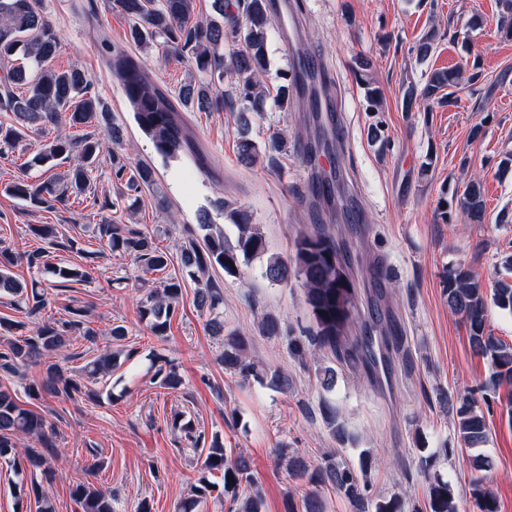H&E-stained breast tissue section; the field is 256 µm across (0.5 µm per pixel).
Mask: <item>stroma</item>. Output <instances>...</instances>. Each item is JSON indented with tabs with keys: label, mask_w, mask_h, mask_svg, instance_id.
I'll list each match as a JSON object with an SVG mask.
<instances>
[{
	"label": "stroma",
	"mask_w": 512,
	"mask_h": 512,
	"mask_svg": "<svg viewBox=\"0 0 512 512\" xmlns=\"http://www.w3.org/2000/svg\"><path fill=\"white\" fill-rule=\"evenodd\" d=\"M276 32L268 44L269 93L279 74L295 58L320 61L330 82L326 92L339 107L345 131L344 151L319 147L307 158L302 146L330 133L329 115L314 111L308 99L287 107L267 105L253 117L250 137L264 143L287 130L288 149L277 167L265 162L247 166L237 154L238 114L242 103L221 112L186 110L184 119L205 166L189 159L164 161L137 127L118 82L111 78L105 48L115 45L139 57L152 79L177 92L193 73L185 60L167 52L162 40L138 45L130 41V20L111 9L110 0H38V9L63 48L50 62L57 70L73 67L91 78L89 93L105 104L111 124L123 138L111 144L90 174L83 195H69L48 208H35L8 193L25 178L34 182L43 170L30 161L57 134L46 122L30 137L11 146L0 144V244L19 256L13 275L38 283L47 292L37 314L14 308L0 298V316L23 321L27 329L67 319L73 308L85 310L97 330L95 342L77 338L61 351L67 374L77 376L88 358L109 348L113 326H124V344L133 355L107 381L96 384V400L82 397L28 401L53 430L64 460L46 485L56 512H81L71 497L73 483L94 484L112 496L117 512H136L148 501L151 512H175L203 474L205 449H193L174 428L183 413L205 437L221 436L225 448L249 456L260 484L265 512H286L289 496L300 495L301 481L288 475L281 449H300L311 464L328 453L357 463L369 450L394 457L393 467L372 469V493L402 497L407 506L423 505L426 481L418 470L420 444L447 447L434 470L448 481L459 512H479L471 493L475 471L469 449L456 436L457 399L472 398L486 420L482 451L494 461L487 485L499 512H512V422L505 391L484 390L491 373L488 357L476 354L461 317L448 308L443 277L462 266L485 290L504 276V258L512 254V223H498L512 212V171L502 172L512 156V39L498 29L499 0H277ZM435 32L433 49L419 57L417 47ZM370 60L366 75L355 73L356 58ZM477 66L479 77L462 79L455 105L424 101L412 111L402 108V85L424 86L431 72ZM379 90L381 105L369 106L367 86ZM484 135L471 140L472 127ZM128 165L150 164L156 183L136 198L120 193L112 159ZM485 189L484 223L469 224L457 201L470 177ZM166 200L159 208L158 200ZM243 207L258 224L266 251L242 265L239 275L212 271L223 284L219 312L225 330L249 336L248 359L266 372H284L281 390L243 381L220 361L223 340L208 329V312L196 306L197 284L180 262L179 244L201 237V216L235 241L237 230L224 218L225 203ZM346 242L356 288L351 335L371 339L380 350L384 337L402 336L399 352L389 353L373 374L315 349L307 339L317 326L301 281L290 277L273 284L262 272L269 257L291 260L300 233L313 232L328 211ZM104 222L153 237L170 261L164 273L148 271L133 257L111 250L99 235ZM52 224L55 241L34 236L32 226ZM76 240L88 251L80 259L68 246ZM46 252L61 268L85 264L88 281L67 286L44 265L29 264L34 252ZM182 280L184 288L163 336L153 335L140 306L159 288L162 276ZM276 317L282 332H259L264 316ZM305 342L304 352L291 340ZM173 363L183 380L178 389L160 387L155 372ZM336 371V384L324 389L320 368ZM335 411L348 439L338 442L324 419Z\"/></svg>",
	"instance_id": "35a3bbf8"
}]
</instances>
